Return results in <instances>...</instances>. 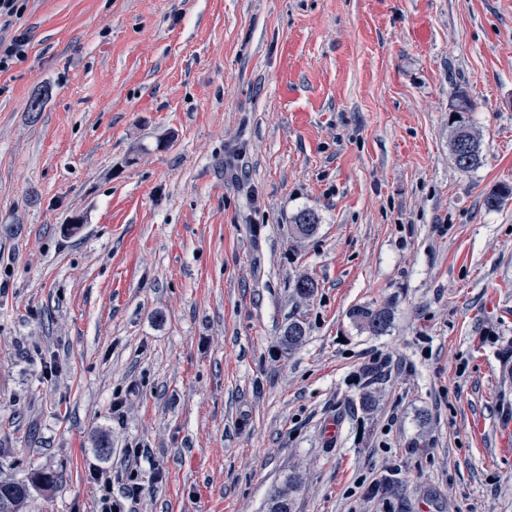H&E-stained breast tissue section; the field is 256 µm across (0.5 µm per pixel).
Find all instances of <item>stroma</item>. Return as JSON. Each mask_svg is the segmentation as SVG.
Listing matches in <instances>:
<instances>
[{
    "label": "stroma",
    "instance_id": "1",
    "mask_svg": "<svg viewBox=\"0 0 512 512\" xmlns=\"http://www.w3.org/2000/svg\"><path fill=\"white\" fill-rule=\"evenodd\" d=\"M18 30L0 480L54 477L24 512H96L102 473L134 512H266L293 472L297 512H388L387 477L410 512H512V198L486 204L512 186V0H28ZM452 154L458 169L470 171L480 162V142L466 127H459L451 142ZM351 319L373 335L384 333L390 325L391 313L387 308L356 307L350 312ZM371 494L384 500L395 501L398 507L402 504L405 493L403 485L398 480L385 478L371 489Z\"/></svg>",
    "mask_w": 512,
    "mask_h": 512
}]
</instances>
